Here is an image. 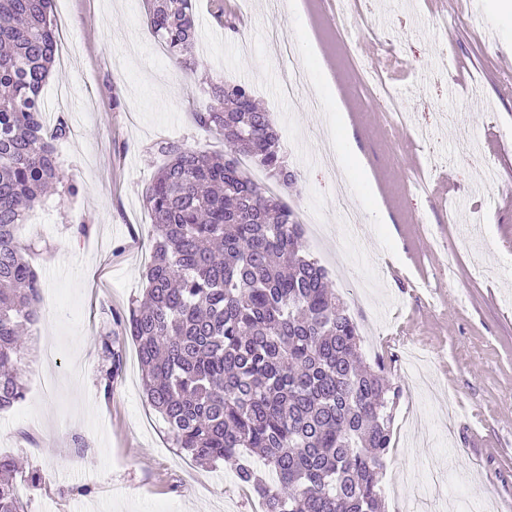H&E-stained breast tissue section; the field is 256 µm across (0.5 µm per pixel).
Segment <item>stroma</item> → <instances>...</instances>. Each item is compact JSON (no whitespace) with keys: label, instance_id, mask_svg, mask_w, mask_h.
Here are the masks:
<instances>
[{"label":"stroma","instance_id":"stroma-1","mask_svg":"<svg viewBox=\"0 0 512 512\" xmlns=\"http://www.w3.org/2000/svg\"><path fill=\"white\" fill-rule=\"evenodd\" d=\"M196 0L197 71L151 33L145 0H54L69 54L44 87L48 123L80 191L50 195L19 239L39 238L38 339H26L25 397L0 412V453L16 457L25 512H262L223 463L206 468L168 442L148 403L134 345L111 398L98 377L100 341L146 286L150 218L143 192L162 163L154 147L178 141L220 152L196 126L209 84L245 83L270 112L298 181L284 198L317 221L304 235L355 318L367 363L385 360L402 397L380 476L385 512H450L426 476L451 481L477 512L512 503V17L493 0H350L380 42L358 50L401 95L404 126L346 52L336 0H231L233 28ZM293 41L308 80L302 97L280 88L288 60L269 32ZM339 99L363 163L347 162L345 202L322 158L342 132L323 95ZM431 133L423 142L419 130ZM365 219L357 234L341 204ZM379 208L390 218L369 219ZM89 226L79 235L74 227ZM40 482H32V475Z\"/></svg>","mask_w":512,"mask_h":512}]
</instances>
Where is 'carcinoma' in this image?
Wrapping results in <instances>:
<instances>
[{"label": "carcinoma", "instance_id": "obj_1", "mask_svg": "<svg viewBox=\"0 0 512 512\" xmlns=\"http://www.w3.org/2000/svg\"><path fill=\"white\" fill-rule=\"evenodd\" d=\"M148 25L186 68L196 64L193 0H146ZM52 0H0V411L25 397L21 335L34 325L42 284L17 226L61 185L79 193L55 143L41 93L56 60ZM194 122L226 153L159 142L163 163L144 194L152 259L142 298L101 340L98 384L112 396L125 345L135 346L144 394L171 445L195 463L237 462L264 512H382L379 474L401 390L383 361L361 365L360 337L327 273L302 243L295 212L238 165L248 157L286 189L269 112L242 83L210 85ZM272 475L258 474L252 456ZM0 455V512H24Z\"/></svg>", "mask_w": 512, "mask_h": 512}]
</instances>
